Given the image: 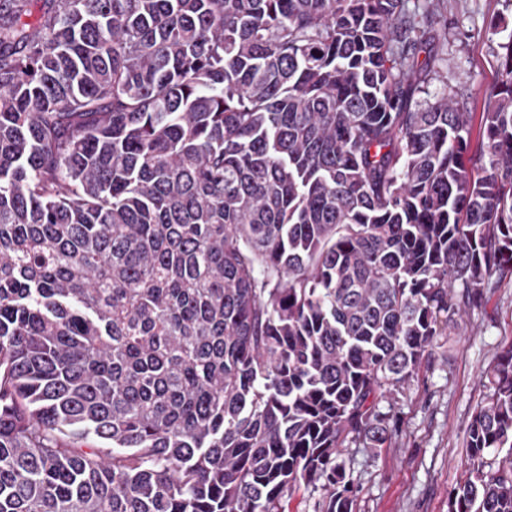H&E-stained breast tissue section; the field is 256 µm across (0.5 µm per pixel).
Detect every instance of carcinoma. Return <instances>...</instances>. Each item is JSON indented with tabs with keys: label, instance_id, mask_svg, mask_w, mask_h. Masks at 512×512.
Returning a JSON list of instances; mask_svg holds the SVG:
<instances>
[{
	"label": "carcinoma",
	"instance_id": "obj_1",
	"mask_svg": "<svg viewBox=\"0 0 512 512\" xmlns=\"http://www.w3.org/2000/svg\"><path fill=\"white\" fill-rule=\"evenodd\" d=\"M32 2L0 0V512H355L343 448L390 447L512 283V34L473 151L442 0ZM487 378L448 512H512V346Z\"/></svg>",
	"mask_w": 512,
	"mask_h": 512
}]
</instances>
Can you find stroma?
Here are the masks:
<instances>
[{
	"mask_svg": "<svg viewBox=\"0 0 512 512\" xmlns=\"http://www.w3.org/2000/svg\"><path fill=\"white\" fill-rule=\"evenodd\" d=\"M448 33L441 70L454 78L466 111L481 114L497 80L512 0H444ZM512 346V284L450 324L430 363L395 405L401 422L393 447L374 454L350 447L344 457L357 486L356 512H448V493L462 476L465 430L486 391V371Z\"/></svg>",
	"mask_w": 512,
	"mask_h": 512,
	"instance_id": "35a3bbf8",
	"label": "stroma"
}]
</instances>
